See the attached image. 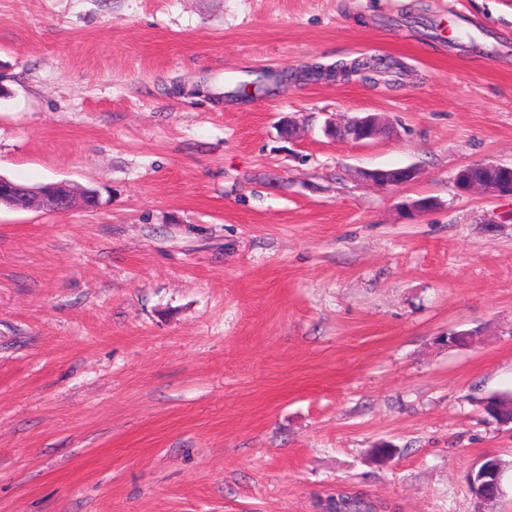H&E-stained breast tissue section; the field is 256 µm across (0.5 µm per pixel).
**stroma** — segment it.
Returning <instances> with one entry per match:
<instances>
[{
    "label": "stroma",
    "mask_w": 512,
    "mask_h": 512,
    "mask_svg": "<svg viewBox=\"0 0 512 512\" xmlns=\"http://www.w3.org/2000/svg\"><path fill=\"white\" fill-rule=\"evenodd\" d=\"M505 29L512 0H0V176L100 197L0 208V512H474L488 456L512 512L479 405L512 394V198L452 180L512 165ZM371 56L405 71L224 96ZM362 113L386 134L325 136ZM292 76V74H288V71H273L266 70L257 73L252 83H243L237 89L235 88L232 91L224 92L225 93H233V96L236 97L240 92V89L246 87L248 85H254L255 90L268 91L271 86H278L284 82V80ZM418 174V170L414 166L390 169L375 168L362 172L363 178L373 184L392 188H401L415 183ZM488 458L478 470L475 468L471 470L469 481L475 486L477 484H483L485 487L493 486L495 496H499L502 491V471L497 468L493 459Z\"/></svg>",
    "instance_id": "1"
}]
</instances>
